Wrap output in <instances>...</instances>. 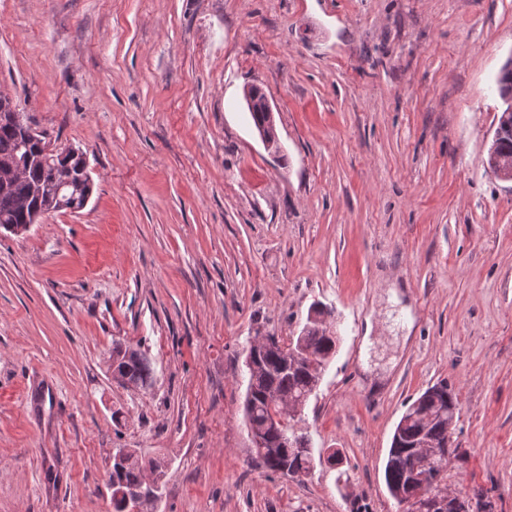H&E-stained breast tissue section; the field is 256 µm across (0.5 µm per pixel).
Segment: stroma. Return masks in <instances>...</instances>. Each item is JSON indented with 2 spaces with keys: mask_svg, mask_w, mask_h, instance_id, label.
I'll list each match as a JSON object with an SVG mask.
<instances>
[{
  "mask_svg": "<svg viewBox=\"0 0 512 512\" xmlns=\"http://www.w3.org/2000/svg\"><path fill=\"white\" fill-rule=\"evenodd\" d=\"M511 57L512 0H0V92L93 181L0 227V512H112L119 448L163 462L156 512H402L392 435L440 382L449 486L512 512V181L486 165ZM316 302L339 343L287 478L244 358ZM118 343L149 387L113 379Z\"/></svg>",
  "mask_w": 512,
  "mask_h": 512,
  "instance_id": "stroma-1",
  "label": "stroma"
}]
</instances>
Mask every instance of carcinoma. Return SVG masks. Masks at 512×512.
<instances>
[{"label":"carcinoma","instance_id":"obj_1","mask_svg":"<svg viewBox=\"0 0 512 512\" xmlns=\"http://www.w3.org/2000/svg\"><path fill=\"white\" fill-rule=\"evenodd\" d=\"M498 91L505 108L498 116L497 128L487 152L486 164L493 166L504 180H512V66H505L498 80ZM40 147L36 143H28L19 133L17 126L0 119V164H14L23 167L20 180L7 195L0 194V226H16L28 223L31 209L34 207L57 208L55 185L46 177L42 167L28 163V157L36 154ZM308 336L316 352L318 360H304L290 369L282 364V358L270 353L256 371L249 374L248 389L251 396L244 401V418L247 427L261 430L268 440L275 442L289 434L290 426L285 424L277 428L268 424L271 413L277 411L268 401V393L274 391L283 397L310 396L319 386L325 366L336 352V338L327 333V327L313 328ZM112 365L127 381L139 387L149 385L152 369L147 357L138 350L115 347L112 349ZM437 389V406L431 408L434 415L428 429L424 430L418 420H412L400 434L401 448L398 452H408L425 433L433 440L442 442L448 435V427L453 424L457 408L456 395L448 388V384L435 385ZM260 463L269 471L284 477L297 478L306 475L313 467L310 449L283 448L280 456L273 458L256 452ZM460 458L458 448H453L449 458H436L428 469L431 484L434 488L448 487V465L450 460ZM162 469L158 460L145 461L133 451H125L124 464L112 463V479L119 482L138 480L144 477L147 470ZM385 481L389 487L407 489L411 476L402 466L385 465Z\"/></svg>","mask_w":512,"mask_h":512}]
</instances>
